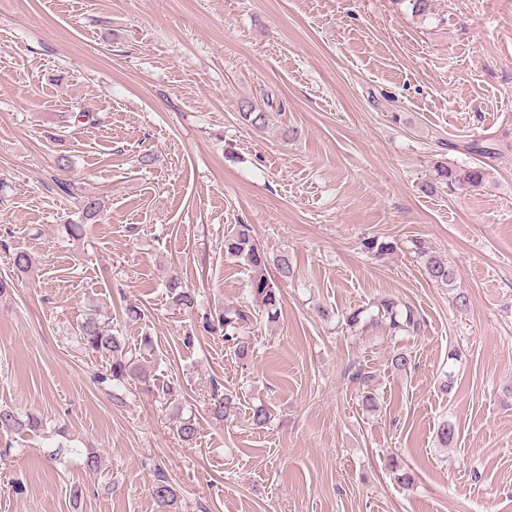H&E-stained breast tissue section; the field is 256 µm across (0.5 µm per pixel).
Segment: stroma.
<instances>
[{
	"mask_svg": "<svg viewBox=\"0 0 512 512\" xmlns=\"http://www.w3.org/2000/svg\"><path fill=\"white\" fill-rule=\"evenodd\" d=\"M76 105L91 120L65 123ZM438 161L488 176L432 191ZM0 180V406L45 427L0 437V512H156L158 468L180 512H512V0H429L423 15L408 0H0ZM60 180L103 204L78 240ZM236 224L296 269L277 321L224 254ZM18 250L34 260L23 276ZM174 273L196 310L172 305ZM385 297L419 311L420 334L346 325ZM93 304L176 398L133 386L113 405L77 338ZM227 306L248 316V359L198 326ZM216 380L241 399L223 422L206 412ZM60 425L71 452L52 462Z\"/></svg>",
	"mask_w": 512,
	"mask_h": 512,
	"instance_id": "stroma-1",
	"label": "stroma"
}]
</instances>
